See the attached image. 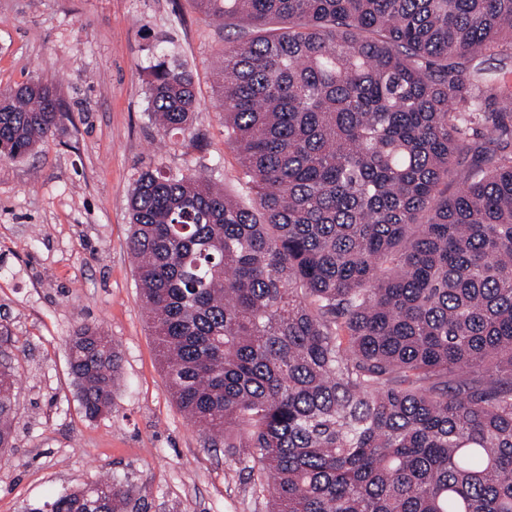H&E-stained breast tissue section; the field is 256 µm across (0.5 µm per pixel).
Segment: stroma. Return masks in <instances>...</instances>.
Masks as SVG:
<instances>
[{
	"mask_svg": "<svg viewBox=\"0 0 512 512\" xmlns=\"http://www.w3.org/2000/svg\"><path fill=\"white\" fill-rule=\"evenodd\" d=\"M223 25L202 0H0V88L52 84L69 118L21 160H0V347L17 376L14 446L0 454V512H24L109 476L133 512H266L248 471L208 447L172 398L128 247V194L149 165L217 170L250 194L224 142ZM174 43L199 99L190 134L148 116L155 48ZM100 326L122 357L112 410L87 420L68 344Z\"/></svg>",
	"mask_w": 512,
	"mask_h": 512,
	"instance_id": "stroma-1",
	"label": "stroma"
}]
</instances>
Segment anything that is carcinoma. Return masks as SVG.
<instances>
[{
  "instance_id": "1",
  "label": "carcinoma",
  "mask_w": 512,
  "mask_h": 512,
  "mask_svg": "<svg viewBox=\"0 0 512 512\" xmlns=\"http://www.w3.org/2000/svg\"><path fill=\"white\" fill-rule=\"evenodd\" d=\"M224 44L225 143L253 205L141 169L129 248L171 394L265 475L270 512H512V0H203ZM55 87L0 91V158L63 128ZM163 53L149 119L191 133ZM462 187L448 193L457 168ZM88 420L121 357L80 327ZM14 368L0 365V453ZM115 479L25 512H126Z\"/></svg>"
}]
</instances>
